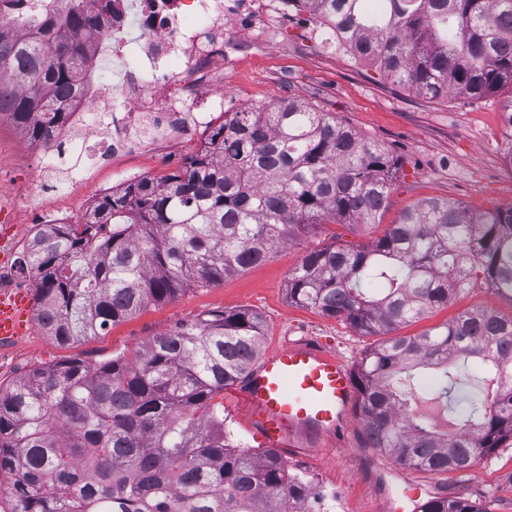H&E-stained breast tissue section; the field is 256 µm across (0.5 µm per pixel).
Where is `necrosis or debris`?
I'll list each match as a JSON object with an SVG mask.
<instances>
[{
  "label": "necrosis or debris",
  "instance_id": "necrosis-or-debris-1",
  "mask_svg": "<svg viewBox=\"0 0 512 512\" xmlns=\"http://www.w3.org/2000/svg\"><path fill=\"white\" fill-rule=\"evenodd\" d=\"M297 16L312 18L296 0H112L111 18L93 29L91 80L65 98L67 119L40 149L41 178L15 200L31 232L70 221L36 203L47 180L79 187L57 165L69 149L99 165L131 153L165 158L188 141L204 146L224 119L222 75L233 52L225 36L244 45L258 19L273 26ZM175 56L184 62L179 75L168 68Z\"/></svg>",
  "mask_w": 512,
  "mask_h": 512
}]
</instances>
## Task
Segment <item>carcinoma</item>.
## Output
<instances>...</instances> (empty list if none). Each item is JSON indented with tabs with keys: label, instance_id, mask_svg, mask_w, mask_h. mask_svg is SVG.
<instances>
[{
	"label": "carcinoma",
	"instance_id": "1",
	"mask_svg": "<svg viewBox=\"0 0 512 512\" xmlns=\"http://www.w3.org/2000/svg\"><path fill=\"white\" fill-rule=\"evenodd\" d=\"M338 44L430 100L452 90L501 98L512 131V0H297ZM112 4L72 0L0 23V113L32 145L66 121L93 33ZM398 179L385 146L296 100L224 113L209 146L180 169L103 197L84 224L39 233L21 266L36 274L44 333L96 336L188 286L208 288L266 261L275 245L324 224L375 225ZM512 298V207L474 214L447 198L407 209L371 243L305 252L288 302L380 336L357 362L356 413L377 453L448 473L512 440V317L464 311L414 336L398 328L477 282ZM264 317L214 310L103 365L37 366L0 387V475L14 512H295L318 488L280 452L242 449L211 403L260 358ZM472 390L454 396L457 361ZM431 372L434 386L417 385ZM420 512H484L433 497Z\"/></svg>",
	"mask_w": 512,
	"mask_h": 512
}]
</instances>
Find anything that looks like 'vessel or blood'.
I'll use <instances>...</instances> for the list:
<instances>
[{"label": "vessel or blood", "instance_id": "obj_1", "mask_svg": "<svg viewBox=\"0 0 512 512\" xmlns=\"http://www.w3.org/2000/svg\"><path fill=\"white\" fill-rule=\"evenodd\" d=\"M17 330L16 300L2 296L0 339ZM234 396L250 410L266 447L284 451L299 432L339 439L355 392L345 361L308 338L262 357Z\"/></svg>", "mask_w": 512, "mask_h": 512}]
</instances>
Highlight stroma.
Segmentation results:
<instances>
[{
    "instance_id": "obj_1",
    "label": "stroma",
    "mask_w": 512,
    "mask_h": 512,
    "mask_svg": "<svg viewBox=\"0 0 512 512\" xmlns=\"http://www.w3.org/2000/svg\"><path fill=\"white\" fill-rule=\"evenodd\" d=\"M308 103L329 112L364 137L383 144L402 162L400 176L381 221L396 222L419 201L446 197L481 214L512 206V163L505 158L507 133L500 107L492 100L473 101L454 93L431 101L392 85L366 63L324 43L308 23L292 20L262 29L246 53L234 55L224 72V109L269 105L285 99ZM185 147L175 159L156 162L125 156L105 166L69 153L64 169L82 174L83 185L71 189L51 181L43 207L68 211L74 223H84L87 212L103 190L121 181L159 177L181 167L192 155ZM39 152L9 121L0 122V185L8 191L24 188L40 173ZM342 242L364 244L376 237L370 228L352 229L327 224L318 232L277 246L265 263L210 288H190L176 298L146 306L100 335L70 346L46 336L38 322L36 280L20 277L19 296L28 307L18 336L0 345V384L10 385L38 365L81 360L97 365L112 355L135 348L146 339L196 316L223 309L261 313L267 325L264 351L281 343L313 336L355 366L370 346L343 321L291 305L287 297L289 273L305 251L324 246L332 234ZM466 310H491L512 317V298L483 285L466 289L447 307L418 322L399 328L412 336ZM224 414V428L237 444L254 450L263 444L252 429L249 414L225 395L214 398ZM307 455H289L288 467L313 479L316 486L335 488L345 512H413L407 486L417 482L424 497L459 496L484 512H512V440L491 455L478 458L463 471L432 473L394 463L368 447L358 416H351L342 442L308 439Z\"/></svg>"
}]
</instances>
